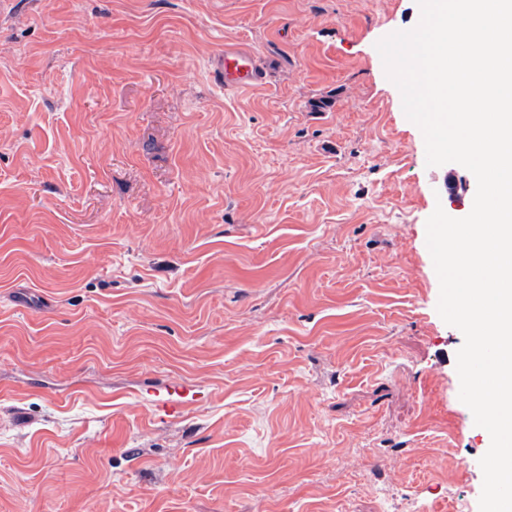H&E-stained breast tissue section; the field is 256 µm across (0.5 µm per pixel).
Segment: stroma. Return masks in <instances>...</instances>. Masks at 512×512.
<instances>
[{
    "label": "stroma",
    "instance_id": "obj_1",
    "mask_svg": "<svg viewBox=\"0 0 512 512\" xmlns=\"http://www.w3.org/2000/svg\"><path fill=\"white\" fill-rule=\"evenodd\" d=\"M417 0H16L0 24V512H479ZM256 53L258 90L212 59ZM178 380L206 401L158 422ZM336 452L328 463L321 449ZM212 69L226 89L250 90L260 86L263 81L255 53L236 46L224 47V51L214 59Z\"/></svg>",
    "mask_w": 512,
    "mask_h": 512
}]
</instances>
